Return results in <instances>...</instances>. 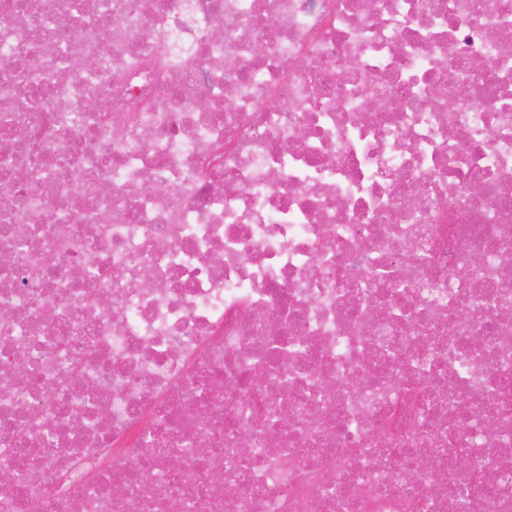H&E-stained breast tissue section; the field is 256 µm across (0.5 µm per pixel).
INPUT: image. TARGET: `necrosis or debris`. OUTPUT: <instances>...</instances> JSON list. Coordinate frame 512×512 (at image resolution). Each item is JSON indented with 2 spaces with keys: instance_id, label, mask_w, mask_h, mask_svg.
<instances>
[{
  "instance_id": "necrosis-or-debris-1",
  "label": "necrosis or debris",
  "mask_w": 512,
  "mask_h": 512,
  "mask_svg": "<svg viewBox=\"0 0 512 512\" xmlns=\"http://www.w3.org/2000/svg\"><path fill=\"white\" fill-rule=\"evenodd\" d=\"M1 469L512 512V0H0Z\"/></svg>"
}]
</instances>
